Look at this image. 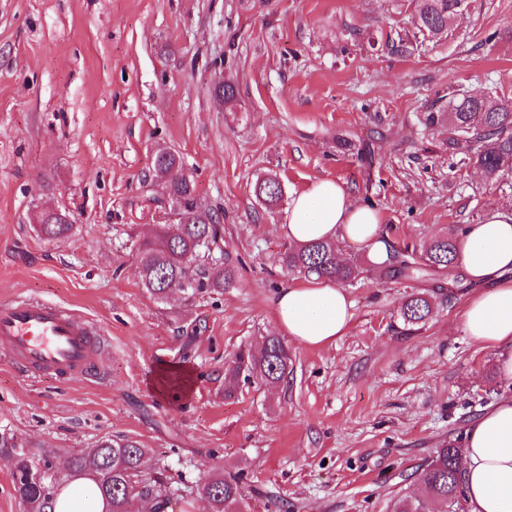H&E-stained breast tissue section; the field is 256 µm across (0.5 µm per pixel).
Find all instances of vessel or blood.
<instances>
[{"instance_id": "b4317fda", "label": "vessel or blood", "mask_w": 512, "mask_h": 512, "mask_svg": "<svg viewBox=\"0 0 512 512\" xmlns=\"http://www.w3.org/2000/svg\"><path fill=\"white\" fill-rule=\"evenodd\" d=\"M0 344L7 361L27 377L98 381L102 338L73 311L40 300L0 303Z\"/></svg>"}]
</instances>
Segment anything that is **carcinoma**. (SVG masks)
Segmentation results:
<instances>
[{
    "mask_svg": "<svg viewBox=\"0 0 512 512\" xmlns=\"http://www.w3.org/2000/svg\"><path fill=\"white\" fill-rule=\"evenodd\" d=\"M414 20L422 39L434 40L448 36V23L461 6L462 0H416ZM426 121L448 124V146L467 145L468 161L480 168L487 181L494 184L512 174V100L494 96L462 94L448 102L445 109L430 111ZM165 180L169 200L155 194L147 201L160 208L177 204L180 208L176 232L170 225L160 224L154 234L142 240L135 259L139 283L151 296L164 299L171 289L195 293L220 291L229 287L237 277V267L224 253V225L218 212L205 208L199 201L195 183L184 176L181 157L168 149L156 151L151 175L144 185ZM256 199L267 209L278 207L285 190L273 174L257 178L253 186ZM72 229L70 216L62 210L43 214L39 230L48 239H59ZM458 246V231L448 227L433 238L421 252L405 251L399 265H390L381 275L396 279H417L442 271L453 262ZM279 264L289 273L305 276L316 274L336 283L345 284L365 272L363 262L339 258L334 242L289 244L279 254ZM434 306L425 293L411 294L400 310L403 325L412 328L424 323L433 314ZM291 358L284 342L277 336L263 337L258 353L239 350L228 368L234 379L276 385L288 378ZM148 463L147 452L138 441L127 436L105 437L86 455L73 457L68 469L71 477L89 475L97 483L106 501V512H123L128 492L138 490L152 495L153 512H167L171 507L170 488L160 481L146 477L143 467ZM33 470L24 457L15 458L14 489L28 512H55L58 492L48 490L56 483L55 471L43 465V484L28 479ZM464 462L453 442L436 450L435 455L420 468L418 481L423 497L400 501L398 512H426L430 502H438L455 512L463 496L462 473ZM240 474H216L197 488L198 496L211 504L214 512H244Z\"/></svg>",
    "mask_w": 512,
    "mask_h": 512,
    "instance_id": "1",
    "label": "carcinoma"
}]
</instances>
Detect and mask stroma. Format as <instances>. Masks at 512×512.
<instances>
[{
    "mask_svg": "<svg viewBox=\"0 0 512 512\" xmlns=\"http://www.w3.org/2000/svg\"><path fill=\"white\" fill-rule=\"evenodd\" d=\"M414 13V0H0V301L42 299L105 336L99 384L22 377L0 358V512H26L12 457L59 470L113 435L189 492L169 512H207L192 488L238 471L247 512H393L421 496L415 472L436 448L512 395L495 350L463 331L480 285L375 267L347 288L346 336L286 339V381L224 394L228 363L279 335L272 298L299 281L278 263L285 210L255 198L258 175L290 196L345 184L395 251L512 206V175L488 184L424 121L457 93L512 100V0H463L437 43ZM398 39L408 53L392 52ZM221 80L234 102L215 95ZM162 147L222 212L224 251L243 263L233 287L141 288L136 246L162 221L142 181ZM43 205L70 214L67 238L37 232ZM414 292L436 308L405 334Z\"/></svg>",
    "mask_w": 512,
    "mask_h": 512,
    "instance_id": "35a3bbf8",
    "label": "stroma"
}]
</instances>
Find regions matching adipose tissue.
Masks as SVG:
<instances>
[{"label":"adipose tissue","instance_id":"ef3b65f1","mask_svg":"<svg viewBox=\"0 0 512 512\" xmlns=\"http://www.w3.org/2000/svg\"><path fill=\"white\" fill-rule=\"evenodd\" d=\"M292 243L346 242L365 250L371 263L387 259L380 213L357 203L336 180L318 178L292 199L279 226ZM455 266L484 292L466 304L467 336L496 350L498 369L512 379V209H494L478 224L466 225ZM279 329L304 346L322 348L347 334L353 302L345 289L315 276L280 289L272 300ZM466 512H512V396L487 407L465 430ZM96 483L80 478L58 496V512H102Z\"/></svg>","mask_w":512,"mask_h":512}]
</instances>
